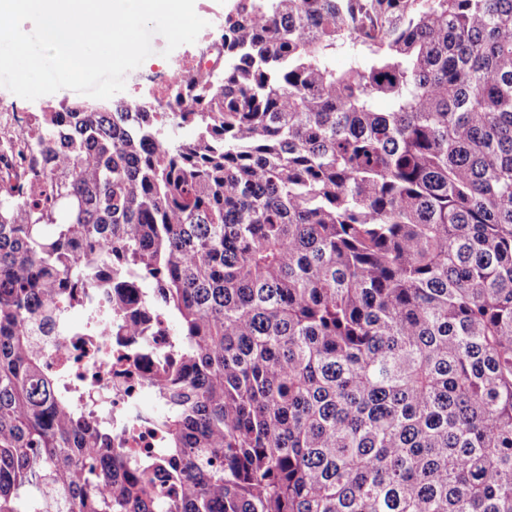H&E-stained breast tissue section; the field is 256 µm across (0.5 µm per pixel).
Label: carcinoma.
I'll use <instances>...</instances> for the list:
<instances>
[{
  "label": "carcinoma",
  "mask_w": 512,
  "mask_h": 512,
  "mask_svg": "<svg viewBox=\"0 0 512 512\" xmlns=\"http://www.w3.org/2000/svg\"><path fill=\"white\" fill-rule=\"evenodd\" d=\"M209 48L168 112L35 114L0 183V512H512V0H236ZM147 279L161 484L26 332Z\"/></svg>",
  "instance_id": "cac0c4a2"
}]
</instances>
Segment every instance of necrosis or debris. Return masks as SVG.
I'll return each instance as SVG.
<instances>
[{
  "label": "necrosis or debris",
  "mask_w": 512,
  "mask_h": 512,
  "mask_svg": "<svg viewBox=\"0 0 512 512\" xmlns=\"http://www.w3.org/2000/svg\"><path fill=\"white\" fill-rule=\"evenodd\" d=\"M29 120L19 112L0 113V152L11 153L0 179H10L23 163L22 132ZM80 307L103 314L99 324L71 327L69 313L54 306L50 317L38 316L28 324L47 372L58 392L78 391L83 418L105 427L116 447L124 451V465L144 464L162 456L164 439L151 414L143 409L145 398L161 399L155 379L161 365L174 355L176 338L163 314H155L145 333L131 336L117 330L112 303L104 289L84 290Z\"/></svg>",
  "instance_id": "1"
}]
</instances>
